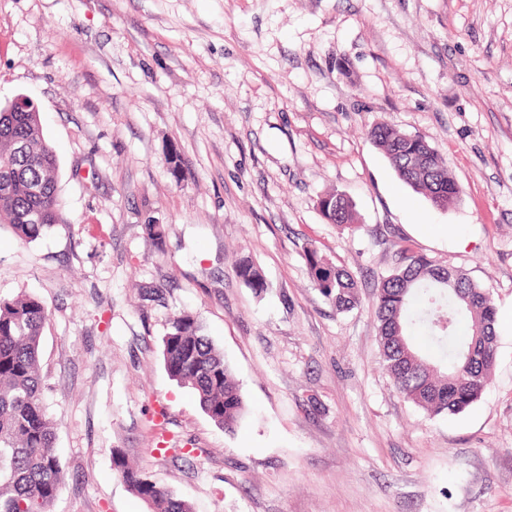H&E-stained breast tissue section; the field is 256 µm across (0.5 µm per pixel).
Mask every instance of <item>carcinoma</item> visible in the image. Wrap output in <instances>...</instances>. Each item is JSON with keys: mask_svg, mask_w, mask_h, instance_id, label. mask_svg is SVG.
Listing matches in <instances>:
<instances>
[{"mask_svg": "<svg viewBox=\"0 0 512 512\" xmlns=\"http://www.w3.org/2000/svg\"><path fill=\"white\" fill-rule=\"evenodd\" d=\"M398 178L433 207L447 210L461 190L444 159L420 134H406L387 123L370 131ZM58 161L45 139L39 113L0 111V226L34 242L60 221ZM317 208L329 223L355 229L350 199L335 191L319 197ZM305 259L315 287L347 309L358 301L357 281L309 243ZM236 277L257 293L267 288L259 268L243 257ZM378 346L398 393L428 415L458 414L478 401L492 372L497 349V309L489 293L457 268L441 266L403 245L395 266L375 289ZM49 312L35 297L0 300V512H49L64 479L55 455V431L43 399L39 348ZM447 358L448 369L433 365L412 329ZM169 377L191 387L210 419L235 431L245 403L223 352L204 334L198 317H175L162 338ZM118 475L152 512H192L167 488L113 454Z\"/></svg>", "mask_w": 512, "mask_h": 512, "instance_id": "cac0c4a2", "label": "carcinoma"}]
</instances>
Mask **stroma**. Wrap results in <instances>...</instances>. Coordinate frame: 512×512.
Masks as SVG:
<instances>
[{
  "mask_svg": "<svg viewBox=\"0 0 512 512\" xmlns=\"http://www.w3.org/2000/svg\"><path fill=\"white\" fill-rule=\"evenodd\" d=\"M19 94L62 200L37 241L0 226V298L49 311L50 512H150L117 449L193 512H512V0H0V106ZM383 122L439 151L455 206L399 180ZM331 190L358 230L322 218ZM310 242L355 275L352 309L315 288ZM404 243L497 308L489 384L456 415L400 397L380 355L375 286ZM183 312L240 383L234 432L165 370ZM233 271L236 277L248 288H251L255 293H262L267 288L265 281L259 268L253 261L247 257L240 258L234 265Z\"/></svg>",
  "mask_w": 512,
  "mask_h": 512,
  "instance_id": "stroma-1",
  "label": "stroma"
}]
</instances>
